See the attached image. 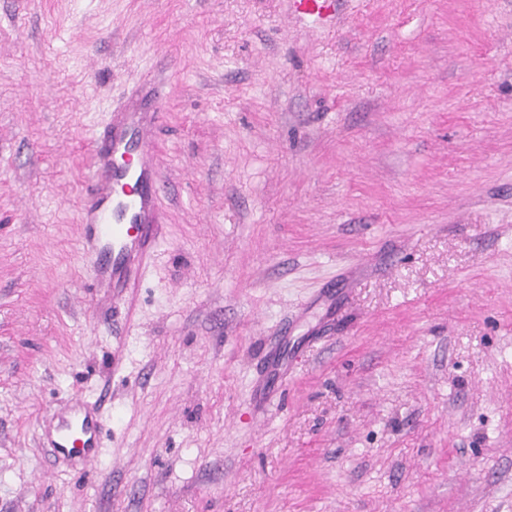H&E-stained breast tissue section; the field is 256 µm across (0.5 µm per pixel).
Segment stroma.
Instances as JSON below:
<instances>
[{"instance_id": "35a3bbf8", "label": "stroma", "mask_w": 512, "mask_h": 512, "mask_svg": "<svg viewBox=\"0 0 512 512\" xmlns=\"http://www.w3.org/2000/svg\"><path fill=\"white\" fill-rule=\"evenodd\" d=\"M147 74L116 299L85 144ZM0 512H512V0H0ZM335 0H294V16L298 19L308 18L316 24H324L334 18ZM142 86L150 93V112H113L103 141L91 138V185L80 213L81 260L114 297L136 283L155 255L164 220L152 135L165 101L153 77ZM68 412L73 415L67 417ZM68 412L58 414L54 418L50 429L57 421L55 430L58 435L56 440L51 439V445L65 457L78 459L83 463L90 462L96 458L99 451V421L81 401H76ZM79 412H84V416L80 417Z\"/></svg>"}]
</instances>
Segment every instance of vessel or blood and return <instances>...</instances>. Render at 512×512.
<instances>
[{
  "mask_svg": "<svg viewBox=\"0 0 512 512\" xmlns=\"http://www.w3.org/2000/svg\"><path fill=\"white\" fill-rule=\"evenodd\" d=\"M293 8L296 18L317 24L334 18L332 0H294ZM142 85L150 93L146 111L114 112L103 139L90 141L91 185L80 213L81 260L92 279L116 295L136 283L154 256L164 220L152 135L165 101L153 77ZM56 421L52 446L58 453L85 463L96 458L100 425L84 402H75Z\"/></svg>",
  "mask_w": 512,
  "mask_h": 512,
  "instance_id": "obj_1",
  "label": "vessel or blood"
}]
</instances>
